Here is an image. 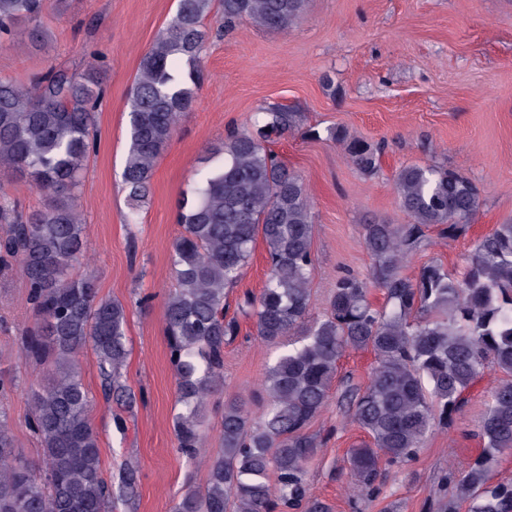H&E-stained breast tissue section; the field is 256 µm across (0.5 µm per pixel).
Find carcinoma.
<instances>
[{
  "mask_svg": "<svg viewBox=\"0 0 512 512\" xmlns=\"http://www.w3.org/2000/svg\"><path fill=\"white\" fill-rule=\"evenodd\" d=\"M60 0H0V45L20 25L46 38L44 18ZM308 0H223L224 27L248 20L286 31ZM211 0H178L177 9L140 61L127 123L122 172L127 223L147 203L156 162L192 110L203 74V25ZM100 64L80 75L50 69L30 86L0 78V175L31 178L47 207L26 214L0 198V262L19 264L36 323L22 356L42 367L47 384L32 394L29 425L42 444V462L16 448L0 408V512H112L120 498L135 503L139 475L128 465L117 488L102 477L92 398L79 356L98 359L105 394L133 402L121 382L128 349V314L103 298L91 276H73L87 248L78 191L96 148L95 114L103 92ZM295 114L280 106L257 113L253 126L233 129L202 161L190 195L179 202V236L172 246L175 288L165 302V330L174 371L177 447L195 461L204 443L203 417L222 384L224 345L239 334L224 312L242 279L257 238L266 246L268 276L242 312L261 340L287 342L266 372V406L255 415L241 397L224 401L221 448L206 461L204 489H191L172 512H330L308 493L307 466L325 439L310 431L327 407L338 363L348 351L370 350V382L347 393L349 419L371 438L348 452L353 497L380 491L379 459L409 461L434 425L465 402L464 393L486 371L502 377L485 402L480 452L454 480L445 512H512V484H492L491 472L512 454V222L477 239L459 270L436 260L414 277L404 269L432 228L455 239L480 208L481 192L468 178L438 165L411 163L396 177L408 224L372 221L362 240L372 265L369 281L345 274L329 308L310 317L314 273L311 204L301 177L271 149L292 129ZM364 174L378 168L380 148L346 142ZM382 291L384 304L370 300Z\"/></svg>",
  "mask_w": 512,
  "mask_h": 512,
  "instance_id": "1",
  "label": "carcinoma"
}]
</instances>
